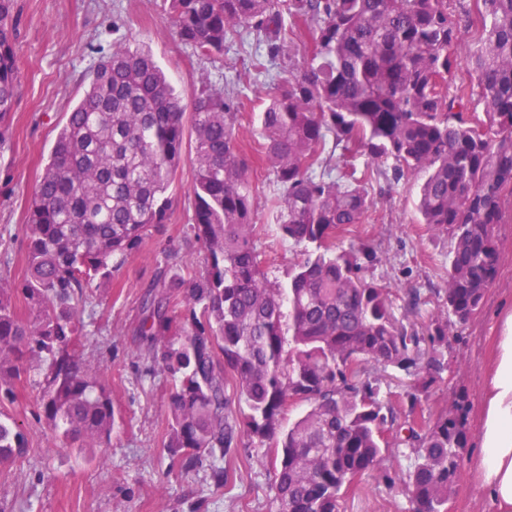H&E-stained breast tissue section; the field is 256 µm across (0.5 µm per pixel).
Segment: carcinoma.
<instances>
[{"mask_svg": "<svg viewBox=\"0 0 512 512\" xmlns=\"http://www.w3.org/2000/svg\"><path fill=\"white\" fill-rule=\"evenodd\" d=\"M164 2L179 41L203 56L221 57L233 41L265 50L254 63L270 77L255 152L273 186L274 231L300 258L286 285L269 283L257 248L266 225L254 221L257 188L236 133L241 95L204 78L187 98L149 51L114 45L30 195L24 278L0 279V468L27 453L5 404L33 362L43 370L39 416L59 443L85 451L111 441L112 393L76 355L78 304L167 223L187 141L205 268L186 278L169 258L144 294L138 328L140 352L170 381L164 450L184 472L206 468L219 492L233 478L224 458L256 441L273 449L277 512H339L393 438L411 464L386 480L404 483L414 512H447L471 439L470 395L452 389L429 422L420 409L448 368V327L477 315L503 262L512 0H474L481 33L469 44L448 0ZM14 4L0 0V144L20 84ZM300 27L313 37L295 47L288 36ZM379 163L395 182H420V223L448 238L445 288L422 332L407 316L418 294L398 317L390 289L367 275L376 251L337 246L366 223ZM370 364L413 378L402 411Z\"/></svg>", "mask_w": 512, "mask_h": 512, "instance_id": "cac0c4a2", "label": "carcinoma"}]
</instances>
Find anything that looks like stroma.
<instances>
[{
	"mask_svg": "<svg viewBox=\"0 0 512 512\" xmlns=\"http://www.w3.org/2000/svg\"><path fill=\"white\" fill-rule=\"evenodd\" d=\"M16 11L20 87L8 120V139L0 146V277L15 281L25 272L20 241L32 187L90 71L113 44L149 50L174 85L188 94L207 78L252 99L265 83L254 73L251 47L233 43L223 57L212 58L180 43L171 32L163 0H16ZM193 157L191 150H184L169 190L167 224L153 230L140 250L125 259L112 284L94 289L80 308L87 326L81 339L84 361L91 375L111 389L122 425L108 445L94 448L93 461H85L83 452L61 447L39 420L33 387H18L9 413L23 422L28 451L0 469V512H276L273 468L264 460L265 449H235L233 480L218 493L211 491L204 470L181 473L162 448L166 377L138 351L142 297L168 255H177L193 273L205 265L191 229ZM371 195L375 206L368 224L342 238L339 246L374 247L382 261L369 274L392 288L396 314H403V298L415 288L421 301L414 318L427 323L438 311L435 293L445 286L448 241L420 224L413 183L393 184L381 177ZM499 238L504 256L500 276L470 324L450 327L448 369L422 402L425 419L434 417L449 389L464 388L472 401L470 428H479L500 319L512 312V219L500 225ZM257 247L268 261L269 280L286 283L298 249L273 234L259 239ZM479 452V440L471 439L448 512H495L475 478ZM409 464L407 449L390 442L377 467L341 499L340 512H413L404 486L387 484L382 477L384 471H403Z\"/></svg>",
	"mask_w": 512,
	"mask_h": 512,
	"instance_id": "1",
	"label": "stroma"
}]
</instances>
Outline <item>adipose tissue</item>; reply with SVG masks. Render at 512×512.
<instances>
[{
	"label": "adipose tissue",
	"instance_id": "ef3b65f1",
	"mask_svg": "<svg viewBox=\"0 0 512 512\" xmlns=\"http://www.w3.org/2000/svg\"><path fill=\"white\" fill-rule=\"evenodd\" d=\"M479 440V484L496 512H512V313L504 317L497 340Z\"/></svg>",
	"mask_w": 512,
	"mask_h": 512
}]
</instances>
